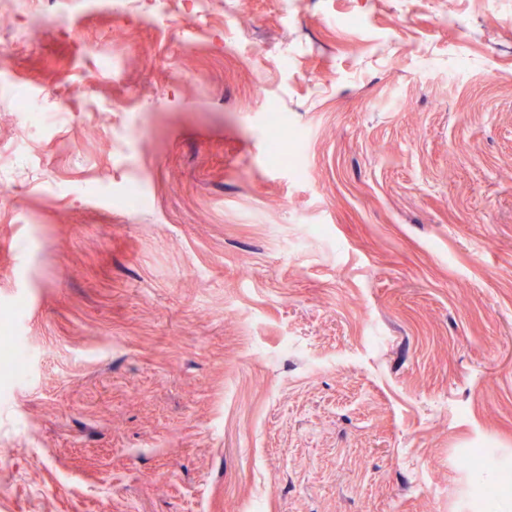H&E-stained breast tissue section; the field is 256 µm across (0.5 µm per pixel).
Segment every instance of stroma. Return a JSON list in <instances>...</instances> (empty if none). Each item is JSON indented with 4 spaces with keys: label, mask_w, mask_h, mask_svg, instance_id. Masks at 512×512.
<instances>
[{
    "label": "stroma",
    "mask_w": 512,
    "mask_h": 512,
    "mask_svg": "<svg viewBox=\"0 0 512 512\" xmlns=\"http://www.w3.org/2000/svg\"><path fill=\"white\" fill-rule=\"evenodd\" d=\"M189 7L11 0L0 512H474L465 456L512 472V0H214L188 45Z\"/></svg>",
    "instance_id": "obj_1"
}]
</instances>
